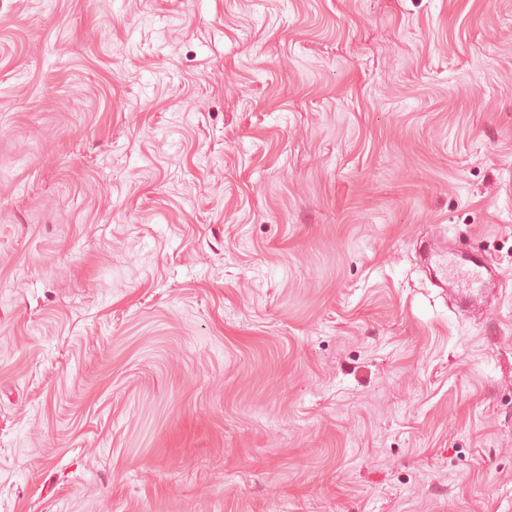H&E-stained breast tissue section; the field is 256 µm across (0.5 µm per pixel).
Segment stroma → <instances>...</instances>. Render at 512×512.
Wrapping results in <instances>:
<instances>
[{
    "mask_svg": "<svg viewBox=\"0 0 512 512\" xmlns=\"http://www.w3.org/2000/svg\"><path fill=\"white\" fill-rule=\"evenodd\" d=\"M0 512H512V0H0ZM433 272L442 287L472 289L484 285L486 281L483 262L465 257L463 254L448 252L447 248H433L427 254ZM475 285H478L475 287Z\"/></svg>",
    "mask_w": 512,
    "mask_h": 512,
    "instance_id": "stroma-1",
    "label": "stroma"
}]
</instances>
